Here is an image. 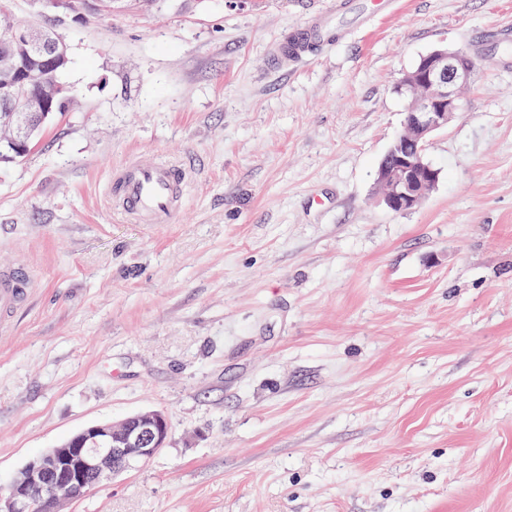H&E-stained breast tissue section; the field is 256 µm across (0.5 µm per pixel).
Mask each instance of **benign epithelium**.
I'll return each instance as SVG.
<instances>
[{
	"mask_svg": "<svg viewBox=\"0 0 512 512\" xmlns=\"http://www.w3.org/2000/svg\"><path fill=\"white\" fill-rule=\"evenodd\" d=\"M10 42L26 54L40 49L55 54L58 43L42 31L27 27L12 33ZM15 61H6L7 79L0 83L6 94L25 83L32 75L19 74ZM474 62L459 50H436L422 57L408 84L415 96L406 112V125L413 132V150L400 146L388 150L384 167L388 174V190L384 205L395 213L413 209L439 181L440 171L424 158L425 143L435 131L448 126L462 108V90L470 82ZM50 89L34 96H24L11 105L14 112V134L0 138V146L21 152L28 146L26 128L29 114L48 112L60 92L56 83L45 79ZM169 422L160 411H149L130 417L119 424L100 423L81 429L65 443L28 461L14 476L9 497L0 499V512H32L42 496H49L51 512H59L60 503L87 494L100 482L117 473L149 460L167 442Z\"/></svg>",
	"mask_w": 512,
	"mask_h": 512,
	"instance_id": "7a95c632",
	"label": "benign epithelium"
}]
</instances>
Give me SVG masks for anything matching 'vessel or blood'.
<instances>
[{
	"mask_svg": "<svg viewBox=\"0 0 512 512\" xmlns=\"http://www.w3.org/2000/svg\"><path fill=\"white\" fill-rule=\"evenodd\" d=\"M346 0H337L335 10L315 16L289 32L274 55L275 61L297 64L325 51L334 39L330 21L336 11L347 10ZM196 169L192 157L170 162L157 157H136L113 168L106 196L113 213L131 224L165 226L177 223L182 213L189 181ZM35 280L30 273L0 267V322L28 300Z\"/></svg>",
	"mask_w": 512,
	"mask_h": 512,
	"instance_id": "vessel-or-blood-1",
	"label": "vessel or blood"
}]
</instances>
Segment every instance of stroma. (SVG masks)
I'll return each instance as SVG.
<instances>
[{
    "instance_id": "1",
    "label": "stroma",
    "mask_w": 512,
    "mask_h": 512,
    "mask_svg": "<svg viewBox=\"0 0 512 512\" xmlns=\"http://www.w3.org/2000/svg\"><path fill=\"white\" fill-rule=\"evenodd\" d=\"M334 0H122L59 29L75 103L0 169V494L31 458L159 410L166 446L62 512H512V0H396L300 66ZM476 64L413 210L381 201L398 85ZM194 154L177 223L107 206L112 167ZM347 0H336V9L315 16L307 24L297 27L289 32L280 43L273 60L279 64L288 61L289 64H297L312 58L317 52H323L329 48L334 39V32L330 26V20L336 13L347 10ZM34 287L35 280L29 272L0 267V323L10 320L28 300Z\"/></svg>"
}]
</instances>
